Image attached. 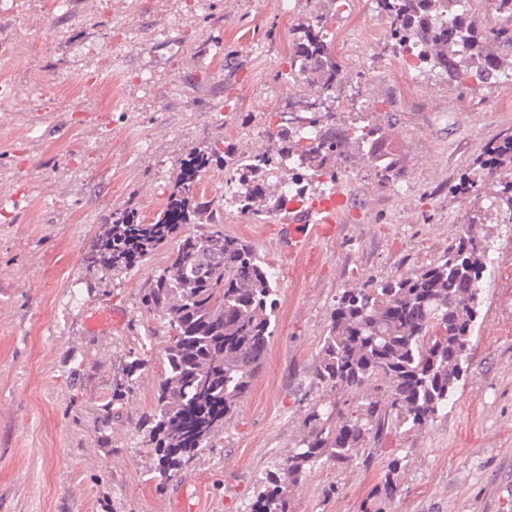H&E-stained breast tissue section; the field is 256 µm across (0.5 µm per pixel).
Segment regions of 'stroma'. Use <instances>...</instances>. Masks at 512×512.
Instances as JSON below:
<instances>
[{"instance_id": "obj_1", "label": "stroma", "mask_w": 512, "mask_h": 512, "mask_svg": "<svg viewBox=\"0 0 512 512\" xmlns=\"http://www.w3.org/2000/svg\"><path fill=\"white\" fill-rule=\"evenodd\" d=\"M329 15L336 122L384 123L402 174L381 185L350 149L314 198L347 203L333 237L289 255L278 215L241 213L214 167L198 192L220 203L226 234L250 241L277 277L276 332L250 393L215 448L158 485L140 423L154 408L168 329L139 291L166 267L157 252L87 288L81 260L117 210L144 221L163 206L194 148L264 146L290 101L299 26ZM375 0H0V512H249L261 479L287 456L324 395L314 378L339 293L413 274L462 232L492 266L468 365L445 414L421 429L368 441L367 460L317 468L294 512H365L388 462L407 457L385 512H512V224H471L450 194L491 139L512 133V84L463 91L436 71L393 67ZM120 326L90 328L106 311ZM144 366L121 417L94 420L128 356ZM339 493L324 498L327 482Z\"/></svg>"}]
</instances>
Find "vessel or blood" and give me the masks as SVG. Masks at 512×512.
Segmentation results:
<instances>
[{"mask_svg": "<svg viewBox=\"0 0 512 512\" xmlns=\"http://www.w3.org/2000/svg\"><path fill=\"white\" fill-rule=\"evenodd\" d=\"M345 205V196L337 191L289 210L286 218L289 253L294 256L303 254L316 235L333 229L339 223Z\"/></svg>", "mask_w": 512, "mask_h": 512, "instance_id": "vessel-or-blood-1", "label": "vessel or blood"}]
</instances>
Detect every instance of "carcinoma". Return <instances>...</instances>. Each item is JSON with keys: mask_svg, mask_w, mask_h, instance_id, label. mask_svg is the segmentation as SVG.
<instances>
[{"mask_svg": "<svg viewBox=\"0 0 512 512\" xmlns=\"http://www.w3.org/2000/svg\"><path fill=\"white\" fill-rule=\"evenodd\" d=\"M389 21L392 46L414 44L430 58V68L459 90L475 79L488 86L512 82V0H494L500 18L493 26L479 21V0H376ZM328 17L316 14L302 26L290 56L289 77L316 89L312 98L291 103L296 116L270 133V144L256 153L191 150L181 161L164 208L144 224L126 211L98 234L82 258L98 281L110 271L144 262L168 250V265L140 292V307L167 321L171 331L163 372L149 420L151 453L161 480L174 477L199 458L224 430L249 392L275 332L278 305L275 279L253 245L224 233L215 221L193 232L181 227L203 208L197 185L208 169L223 167L244 198V213L266 184L239 180L254 158L270 163L268 174L285 175L299 166L309 180L336 181L338 160L347 145L377 162L387 157L377 177L388 183L401 175L398 154L380 124L337 127L334 90L342 81L328 39ZM478 171L460 174L451 187L471 197L468 223L482 224L494 212L512 223V134L487 144ZM487 267L482 240L463 232L437 260L411 276L346 288L336 301L323 336L315 378L328 398L314 403L304 431L278 471L265 484L250 512H293L290 487L318 465L344 466L384 432L413 429L448 410L467 360V346L478 314V294ZM142 360L125 364L123 377L100 405L97 430L112 426L133 391ZM402 459H394L376 497L399 492L394 479Z\"/></svg>", "mask_w": 512, "mask_h": 512, "instance_id": "1", "label": "carcinoma"}]
</instances>
